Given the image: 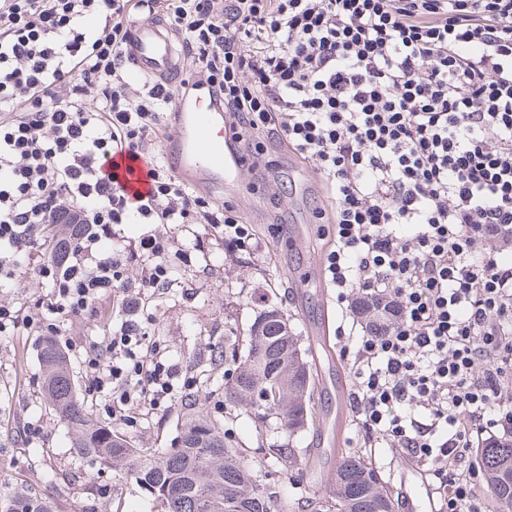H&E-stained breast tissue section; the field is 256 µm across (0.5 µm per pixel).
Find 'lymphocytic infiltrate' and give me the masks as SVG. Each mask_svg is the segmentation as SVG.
Returning <instances> with one entry per match:
<instances>
[{
	"instance_id": "obj_1",
	"label": "lymphocytic infiltrate",
	"mask_w": 512,
	"mask_h": 512,
	"mask_svg": "<svg viewBox=\"0 0 512 512\" xmlns=\"http://www.w3.org/2000/svg\"><path fill=\"white\" fill-rule=\"evenodd\" d=\"M156 15L183 38L176 85L129 69L133 25ZM199 87L244 154L270 141L313 165L337 305L396 312L357 341L362 426L426 466L442 512H487L475 442L512 429V0H0V279L36 272L70 323L111 294L85 391L125 425L179 390L145 327L168 242L120 248L115 227L209 224L228 249L259 245L235 207L159 162L137 201L107 167L148 156ZM56 224L79 231L32 262Z\"/></svg>"
}]
</instances>
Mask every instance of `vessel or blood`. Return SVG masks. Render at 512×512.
<instances>
[{
	"label": "vessel or blood",
	"instance_id": "vessel-or-blood-1",
	"mask_svg": "<svg viewBox=\"0 0 512 512\" xmlns=\"http://www.w3.org/2000/svg\"><path fill=\"white\" fill-rule=\"evenodd\" d=\"M134 71L146 79L167 82L175 79L172 32L165 22L147 21L134 27L127 49ZM174 134L166 143L164 156L174 174L203 191L213 185L229 188L237 184L242 151L224 127V111L203 92L179 98L171 114ZM122 185L128 195L148 191L145 161L132 162L116 155Z\"/></svg>",
	"mask_w": 512,
	"mask_h": 512
}]
</instances>
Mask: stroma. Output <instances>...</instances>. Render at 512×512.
<instances>
[{
	"label": "stroma",
	"instance_id": "1",
	"mask_svg": "<svg viewBox=\"0 0 512 512\" xmlns=\"http://www.w3.org/2000/svg\"><path fill=\"white\" fill-rule=\"evenodd\" d=\"M267 157L273 169L260 165L241 170L237 190L215 186L208 191L217 202L236 206L244 221L255 225L259 247L226 250L221 231L205 224L165 226L164 235L187 246L188 255L174 258L172 287L147 292L152 315L147 332L162 361L179 364L194 385L171 407L154 411L125 433L139 448H173L187 403H196L223 427L227 439L243 446L246 463L254 470L277 472L269 448L290 445L296 464L280 475L278 487L303 500L324 493L336 467L329 446L333 386L337 370L352 374L363 328L356 324L345 334L336 332L344 318L336 291L326 286L322 274L324 242L333 227L318 223L313 214L318 181L312 164L284 149L269 150ZM49 294L48 284L26 274L19 284H0V303L43 314ZM274 297L300 334L316 381V422L295 436L277 428L275 420L261 423L246 410L225 409L228 365L216 357L225 339L245 334ZM111 312V297H103L94 316L67 327L65 340L103 343ZM40 339L33 328L0 338V461L7 463L0 468V481L31 485L51 497L60 512H157L154 501L132 480L76 455L65 424L44 400ZM34 420L42 434L29 443L23 428ZM346 422L348 449L363 452L393 495L406 500L410 487L403 476V452L362 429L354 412H347Z\"/></svg>",
	"mask_w": 512,
	"mask_h": 512
}]
</instances>
